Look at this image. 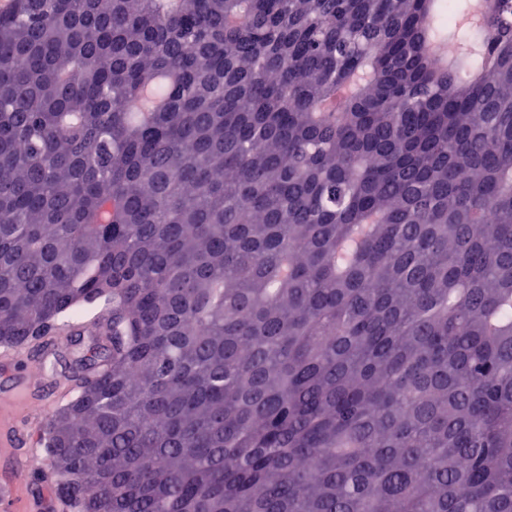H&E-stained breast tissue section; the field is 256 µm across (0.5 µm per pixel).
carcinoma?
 Listing matches in <instances>:
<instances>
[{"label": "carcinoma", "mask_w": 512, "mask_h": 512, "mask_svg": "<svg viewBox=\"0 0 512 512\" xmlns=\"http://www.w3.org/2000/svg\"><path fill=\"white\" fill-rule=\"evenodd\" d=\"M53 329L79 512H512V0H11L0 336Z\"/></svg>", "instance_id": "carcinoma-1"}]
</instances>
